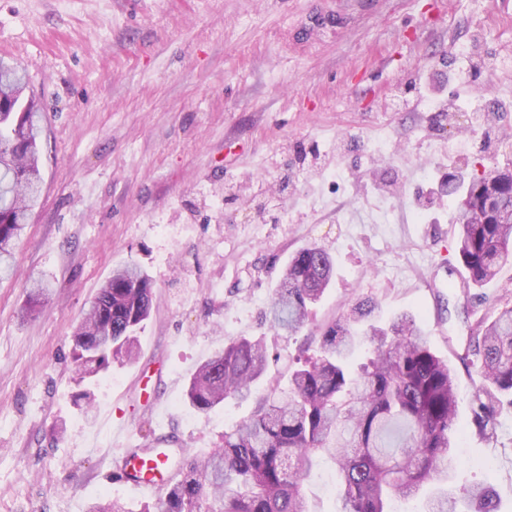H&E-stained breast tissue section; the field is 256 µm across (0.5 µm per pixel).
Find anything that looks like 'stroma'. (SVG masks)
<instances>
[{
    "label": "stroma",
    "mask_w": 512,
    "mask_h": 512,
    "mask_svg": "<svg viewBox=\"0 0 512 512\" xmlns=\"http://www.w3.org/2000/svg\"><path fill=\"white\" fill-rule=\"evenodd\" d=\"M486 66L449 79L460 45ZM0 58L40 101L39 200L0 280V512H86L104 495L132 512L164 497L109 481L131 448L203 457L320 326L360 299L378 326L414 316L455 372L459 469L512 512V410L471 423L479 380L460 359L512 266L462 292L448 172L512 171V0H0ZM431 84L446 112L415 93ZM386 209L392 221L372 223ZM324 247L332 281L296 336L263 319L284 266ZM154 284L140 354L74 406L72 334L114 268ZM51 290L26 314L27 292ZM274 360L247 401L203 414L186 387L241 337ZM336 466L319 460L311 512H336Z\"/></svg>",
    "instance_id": "stroma-1"
}]
</instances>
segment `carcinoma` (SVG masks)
I'll list each match as a JSON object with an SVG mask.
<instances>
[{
    "mask_svg": "<svg viewBox=\"0 0 512 512\" xmlns=\"http://www.w3.org/2000/svg\"><path fill=\"white\" fill-rule=\"evenodd\" d=\"M26 72L0 59V275L12 272L13 251L41 191L39 102L26 93ZM492 210L512 214V172L472 175L457 212L458 257L465 287L481 286L512 265V222H480ZM333 272L321 246L300 249L286 265L264 314L271 330L293 336L320 299ZM154 285L134 263L112 270L74 333L78 383L138 356L137 332L150 317ZM376 305L360 300L320 328L316 356L288 368L255 403L252 415L224 432V444L201 460L189 454L157 512H309L304 481L320 453L336 463V512H386L387 501L416 495L457 468L460 431L453 371L431 351L415 320L400 315L380 328ZM373 343L368 362L350 366L358 332ZM461 360L479 387L472 423L486 434L512 407V305L471 329ZM269 366L264 338L231 339L205 359L189 380L187 399L209 413L227 399L247 400ZM495 512L489 487L446 489L427 512Z\"/></svg>",
    "mask_w": 512,
    "mask_h": 512,
    "instance_id": "1",
    "label": "carcinoma"
}]
</instances>
